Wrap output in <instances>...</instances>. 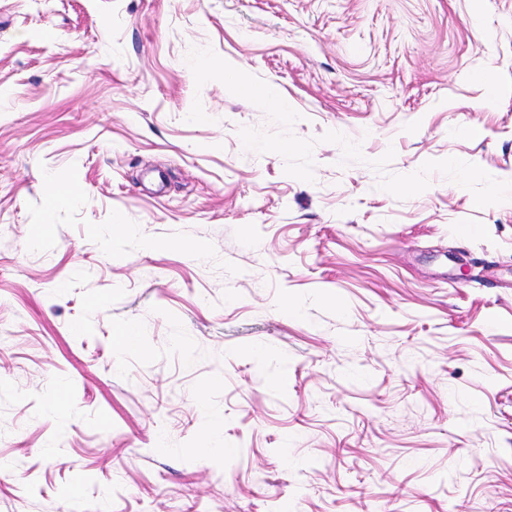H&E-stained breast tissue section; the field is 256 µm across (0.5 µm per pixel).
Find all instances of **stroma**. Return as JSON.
<instances>
[{
    "label": "stroma",
    "instance_id": "1",
    "mask_svg": "<svg viewBox=\"0 0 512 512\" xmlns=\"http://www.w3.org/2000/svg\"><path fill=\"white\" fill-rule=\"evenodd\" d=\"M390 148L512 181V0H0V512H512V202Z\"/></svg>",
    "mask_w": 512,
    "mask_h": 512
}]
</instances>
